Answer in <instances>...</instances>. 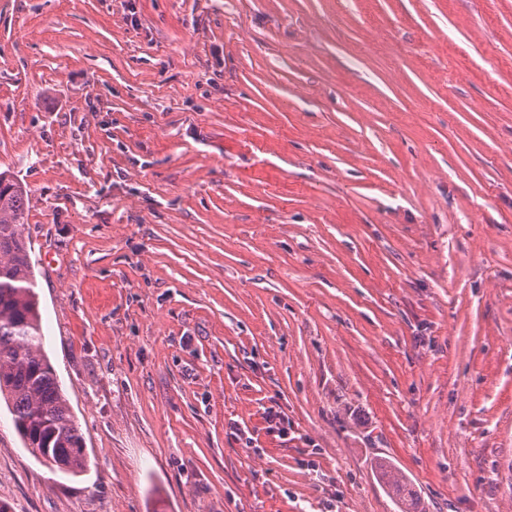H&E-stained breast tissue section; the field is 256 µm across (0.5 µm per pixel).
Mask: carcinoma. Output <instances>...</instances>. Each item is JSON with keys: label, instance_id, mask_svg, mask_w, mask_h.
Listing matches in <instances>:
<instances>
[{"label": "carcinoma", "instance_id": "carcinoma-1", "mask_svg": "<svg viewBox=\"0 0 512 512\" xmlns=\"http://www.w3.org/2000/svg\"><path fill=\"white\" fill-rule=\"evenodd\" d=\"M28 194L0 172V398L24 448L37 460L77 476L87 463L85 440L75 424L65 390L43 350L39 301L24 236ZM378 470L401 502L399 512H418L405 496V477L388 461Z\"/></svg>", "mask_w": 512, "mask_h": 512}]
</instances>
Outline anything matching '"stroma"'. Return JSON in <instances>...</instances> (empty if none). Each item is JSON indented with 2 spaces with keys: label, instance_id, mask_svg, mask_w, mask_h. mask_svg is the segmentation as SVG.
<instances>
[{
  "label": "stroma",
  "instance_id": "35a3bbf8",
  "mask_svg": "<svg viewBox=\"0 0 512 512\" xmlns=\"http://www.w3.org/2000/svg\"><path fill=\"white\" fill-rule=\"evenodd\" d=\"M3 170L87 449L1 404L11 512H512V0H0ZM377 466L381 477L386 481L389 489L392 491V494L398 497L401 502L399 511L418 512L419 510H417L416 504L413 502L412 497L409 494L405 496L404 492L407 490L405 477L399 473V471L390 462L386 460L379 461Z\"/></svg>",
  "mask_w": 512,
  "mask_h": 512
}]
</instances>
